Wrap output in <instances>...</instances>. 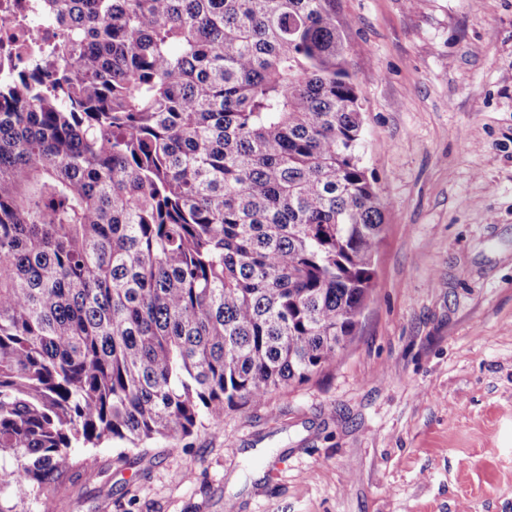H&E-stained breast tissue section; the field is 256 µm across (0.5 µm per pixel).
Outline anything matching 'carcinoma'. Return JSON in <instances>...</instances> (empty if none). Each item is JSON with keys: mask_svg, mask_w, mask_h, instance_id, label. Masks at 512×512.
I'll use <instances>...</instances> for the list:
<instances>
[{"mask_svg": "<svg viewBox=\"0 0 512 512\" xmlns=\"http://www.w3.org/2000/svg\"><path fill=\"white\" fill-rule=\"evenodd\" d=\"M334 4L44 0L0 81V512L336 365L384 205Z\"/></svg>", "mask_w": 512, "mask_h": 512, "instance_id": "1", "label": "carcinoma"}]
</instances>
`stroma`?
<instances>
[{
    "label": "stroma",
    "mask_w": 512,
    "mask_h": 512,
    "mask_svg": "<svg viewBox=\"0 0 512 512\" xmlns=\"http://www.w3.org/2000/svg\"><path fill=\"white\" fill-rule=\"evenodd\" d=\"M385 203L335 367L79 448L26 512H512V0H336Z\"/></svg>",
    "instance_id": "35a3bbf8"
}]
</instances>
